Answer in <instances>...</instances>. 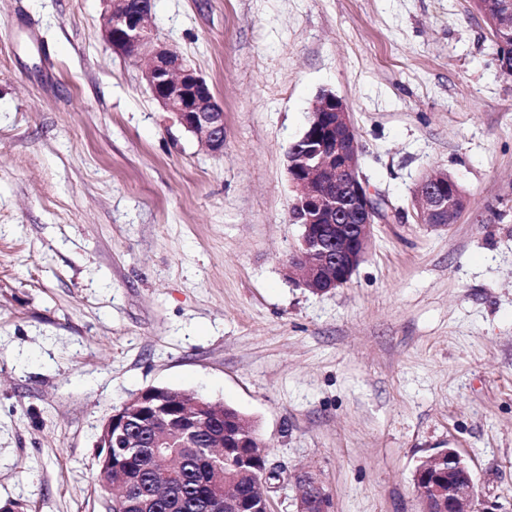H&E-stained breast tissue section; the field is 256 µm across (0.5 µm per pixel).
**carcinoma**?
I'll use <instances>...</instances> for the list:
<instances>
[{
    "mask_svg": "<svg viewBox=\"0 0 512 512\" xmlns=\"http://www.w3.org/2000/svg\"><path fill=\"white\" fill-rule=\"evenodd\" d=\"M198 447L185 448L178 478L160 492L163 461L145 448L129 458L120 476L101 483L109 512H140L139 505L157 499L155 512H224L225 485H232L231 510L241 503L248 512H265L262 461L252 445L262 443L257 427L226 405L203 412Z\"/></svg>",
    "mask_w": 512,
    "mask_h": 512,
    "instance_id": "cac0c4a2",
    "label": "carcinoma"
}]
</instances>
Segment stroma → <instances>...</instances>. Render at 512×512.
I'll return each mask as SVG.
<instances>
[{"instance_id": "obj_1", "label": "stroma", "mask_w": 512, "mask_h": 512, "mask_svg": "<svg viewBox=\"0 0 512 512\" xmlns=\"http://www.w3.org/2000/svg\"><path fill=\"white\" fill-rule=\"evenodd\" d=\"M106 8L0 0V506L106 512L97 435L163 385L255 424L273 512L300 470L330 512H420L443 448L512 512V75L470 0H154L220 155L106 47ZM325 92L394 214L316 295L288 278L287 152ZM432 172L465 196L447 227L411 209Z\"/></svg>"}]
</instances>
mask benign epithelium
<instances>
[{"instance_id": "benign-epithelium-1", "label": "benign epithelium", "mask_w": 512, "mask_h": 512, "mask_svg": "<svg viewBox=\"0 0 512 512\" xmlns=\"http://www.w3.org/2000/svg\"><path fill=\"white\" fill-rule=\"evenodd\" d=\"M110 7L100 18L101 34L113 52L143 62V76L153 99L212 154L224 153V110L204 77L179 52L160 43L152 26L153 0H106ZM500 26L512 27V0H495ZM361 144L352 113L343 100L326 92L319 96L302 136L287 154L294 191L291 222L303 228L299 245L288 257V278L315 294L346 284L367 253L373 226L387 221L389 212L359 175ZM452 179L445 173L424 177L413 195L415 218L435 227L448 226V213L464 207L461 194L448 197ZM178 396L167 389L147 387L112 411L101 427L96 447L102 451L100 476L121 465L112 442L139 448L137 428L157 423L165 435L151 445L154 455L163 448H190L199 430V416L179 412ZM297 512H329V497L309 471L294 474ZM423 501L445 497L448 512H476L474 479L465 460L452 448L430 456L416 468Z\"/></svg>"}]
</instances>
